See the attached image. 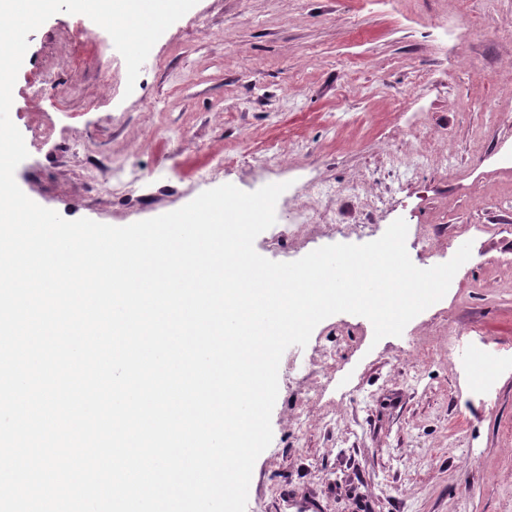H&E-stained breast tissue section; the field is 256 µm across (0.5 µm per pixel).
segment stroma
<instances>
[{
  "label": "stroma",
  "instance_id": "1",
  "mask_svg": "<svg viewBox=\"0 0 512 512\" xmlns=\"http://www.w3.org/2000/svg\"><path fill=\"white\" fill-rule=\"evenodd\" d=\"M468 64L443 27L465 0H198L153 46L134 88L110 35L60 12L28 35L13 89L18 129L42 128L15 171L21 190L63 218L125 226L176 210L230 183L253 192L288 183L276 225L308 207L336 217L256 251L295 261L329 244H364L396 219L412 262L472 254L459 285L401 336L374 341L366 318L320 322L279 366L273 439L257 458L246 512H512V367L474 380L472 354L512 350V0H478ZM80 54L79 71L63 66ZM78 83L57 105L41 90ZM301 151L265 171L270 146ZM424 164H414L419 154ZM227 164L200 180L212 155ZM118 163L151 194L119 200ZM330 184L352 195L325 198ZM332 345L325 387L310 395L315 350Z\"/></svg>",
  "mask_w": 512,
  "mask_h": 512
}]
</instances>
